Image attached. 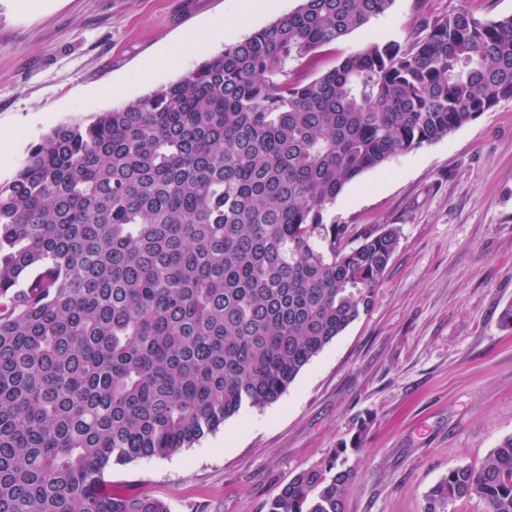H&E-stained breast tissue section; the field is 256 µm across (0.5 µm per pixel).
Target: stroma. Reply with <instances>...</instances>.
<instances>
[{
    "label": "stroma",
    "mask_w": 512,
    "mask_h": 512,
    "mask_svg": "<svg viewBox=\"0 0 512 512\" xmlns=\"http://www.w3.org/2000/svg\"><path fill=\"white\" fill-rule=\"evenodd\" d=\"M240 2L192 0L184 14L180 0H0V136L12 143L0 181L52 127L175 82L299 4L273 0L243 20ZM460 9L497 19L512 0H393L295 76L312 81L371 41L408 45L424 20ZM167 51L180 63L143 78ZM325 221L397 230L370 310L276 402L172 457L113 466V489L171 512H267L282 485L359 433L346 512H424L449 470L480 466L512 437V330L500 323L512 305V100L348 184Z\"/></svg>",
    "instance_id": "1"
}]
</instances>
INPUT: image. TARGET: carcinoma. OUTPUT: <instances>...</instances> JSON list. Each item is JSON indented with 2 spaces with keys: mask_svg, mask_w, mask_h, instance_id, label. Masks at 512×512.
<instances>
[{
  "mask_svg": "<svg viewBox=\"0 0 512 512\" xmlns=\"http://www.w3.org/2000/svg\"><path fill=\"white\" fill-rule=\"evenodd\" d=\"M393 0H301L168 85L59 124L0 181V512H170L112 493L114 464L168 458L277 401L369 308L398 246L349 247L347 184L512 100V15L425 21L317 79L288 66ZM347 447L267 512H345ZM512 512V437L427 492Z\"/></svg>",
  "mask_w": 512,
  "mask_h": 512,
  "instance_id": "obj_1",
  "label": "carcinoma"
}]
</instances>
